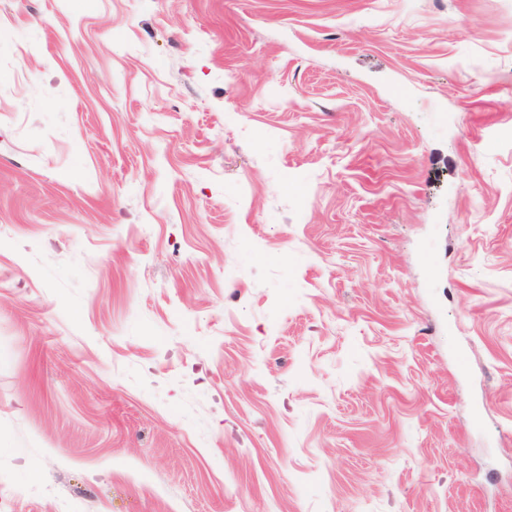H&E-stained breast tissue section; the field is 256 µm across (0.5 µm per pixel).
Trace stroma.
Here are the masks:
<instances>
[{
	"instance_id": "stroma-1",
	"label": "stroma",
	"mask_w": 512,
	"mask_h": 512,
	"mask_svg": "<svg viewBox=\"0 0 512 512\" xmlns=\"http://www.w3.org/2000/svg\"><path fill=\"white\" fill-rule=\"evenodd\" d=\"M0 512H512V0H0Z\"/></svg>"
}]
</instances>
